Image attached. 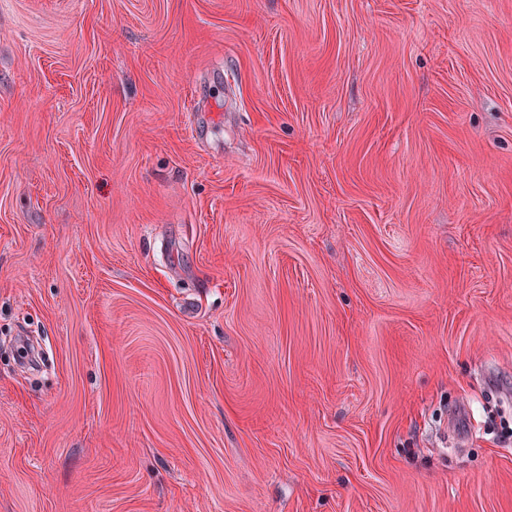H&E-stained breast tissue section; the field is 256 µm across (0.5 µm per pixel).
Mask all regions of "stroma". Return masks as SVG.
<instances>
[{"instance_id": "1", "label": "stroma", "mask_w": 512, "mask_h": 512, "mask_svg": "<svg viewBox=\"0 0 512 512\" xmlns=\"http://www.w3.org/2000/svg\"><path fill=\"white\" fill-rule=\"evenodd\" d=\"M489 381L512 0H0V512H512Z\"/></svg>"}]
</instances>
